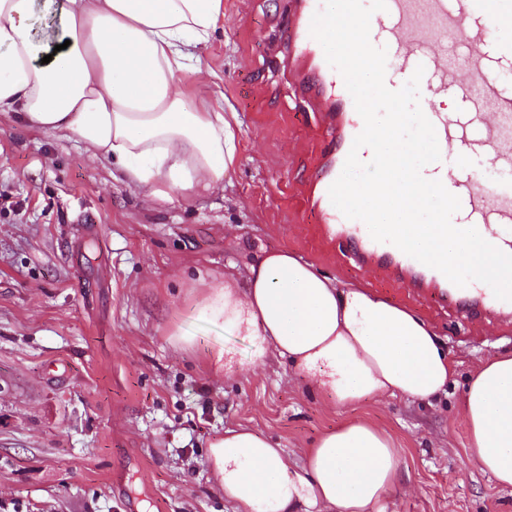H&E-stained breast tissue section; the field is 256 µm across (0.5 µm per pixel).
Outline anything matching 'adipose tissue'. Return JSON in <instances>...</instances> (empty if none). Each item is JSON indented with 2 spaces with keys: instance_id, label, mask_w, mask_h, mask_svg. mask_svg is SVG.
Wrapping results in <instances>:
<instances>
[{
  "instance_id": "adipose-tissue-1",
  "label": "adipose tissue",
  "mask_w": 512,
  "mask_h": 512,
  "mask_svg": "<svg viewBox=\"0 0 512 512\" xmlns=\"http://www.w3.org/2000/svg\"><path fill=\"white\" fill-rule=\"evenodd\" d=\"M222 10V0H0V115L75 137L164 201L221 187L237 162L236 115L210 109L184 83L202 75L195 50ZM51 11L56 26L36 31ZM194 313L250 338L254 362L282 359L338 405L428 402L455 374L417 314L338 285L285 249L209 285ZM463 414L480 469L511 487L512 351L478 366ZM401 454L384 430L356 419L324 432L300 465L268 437L228 428L208 464L236 512H383Z\"/></svg>"
}]
</instances>
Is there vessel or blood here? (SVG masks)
<instances>
[{"instance_id":"1","label":"vessel or blood","mask_w":512,"mask_h":512,"mask_svg":"<svg viewBox=\"0 0 512 512\" xmlns=\"http://www.w3.org/2000/svg\"><path fill=\"white\" fill-rule=\"evenodd\" d=\"M321 7L322 0H290L285 47L320 146L315 175L298 198L300 212L313 219V236L325 244L345 239L358 267L416 298L511 323L512 301L496 298L478 281L456 286L395 245L373 240L362 221L345 218L332 204L328 190L364 123L342 76L310 35ZM510 20L512 0H387L386 10L370 19V39L387 49L388 88L399 89L416 68L424 70L422 111L435 128L441 158L425 166L423 176L441 181L459 198L455 223L490 234L512 253V89L500 80L512 70V36L501 29ZM457 41L465 46L460 56L451 50ZM441 97L453 99L455 110L437 108ZM490 169L499 175L493 184L485 178Z\"/></svg>"}]
</instances>
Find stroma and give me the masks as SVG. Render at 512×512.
Wrapping results in <instances>:
<instances>
[{"label": "stroma", "mask_w": 512, "mask_h": 512, "mask_svg": "<svg viewBox=\"0 0 512 512\" xmlns=\"http://www.w3.org/2000/svg\"><path fill=\"white\" fill-rule=\"evenodd\" d=\"M198 54L215 108L238 120L230 183L169 203L127 185L73 138L0 117V512H234L209 444L243 426L302 463L348 418L403 450L385 512H512V488L483 472L462 403L477 366L512 351V324L441 309L354 266L345 242L313 238L281 206L314 173L310 118L283 63L289 0H223ZM285 248L343 284L359 282L430 322L456 372L433 404L326 403L248 337L196 319L207 284ZM192 336L191 346L175 332ZM239 370L211 364L217 343ZM68 372L51 379L49 363Z\"/></svg>", "instance_id": "stroma-1"}]
</instances>
